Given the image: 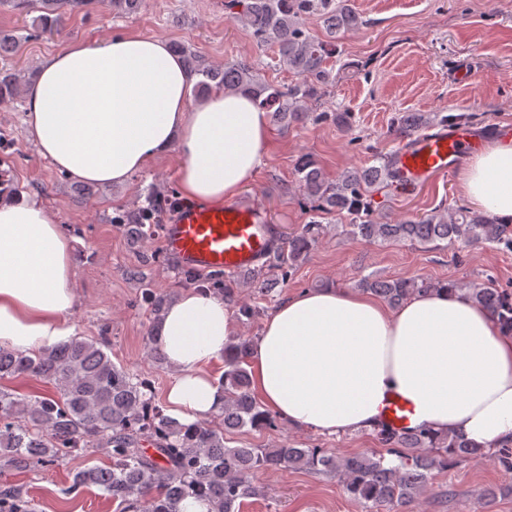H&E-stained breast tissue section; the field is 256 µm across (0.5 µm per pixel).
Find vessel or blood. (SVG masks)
<instances>
[{"instance_id": "obj_1", "label": "vessel or blood", "mask_w": 512, "mask_h": 512, "mask_svg": "<svg viewBox=\"0 0 512 512\" xmlns=\"http://www.w3.org/2000/svg\"><path fill=\"white\" fill-rule=\"evenodd\" d=\"M483 142L474 128L461 123L405 138L394 153L393 170L402 193L410 195L441 176L452 174ZM166 253L179 269L196 273H240L262 267L276 245L262 229L257 201L220 205L181 202L161 229ZM409 407L391 398L384 422L389 429L408 428Z\"/></svg>"}]
</instances>
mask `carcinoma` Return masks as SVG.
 I'll list each match as a JSON object with an SVG mask.
<instances>
[{
  "label": "carcinoma",
  "mask_w": 512,
  "mask_h": 512,
  "mask_svg": "<svg viewBox=\"0 0 512 512\" xmlns=\"http://www.w3.org/2000/svg\"><path fill=\"white\" fill-rule=\"evenodd\" d=\"M243 4L238 20L251 31L256 43L268 47L276 65L298 77L287 85L261 78L250 64L226 62L222 67L203 66L178 43L173 51L183 56L194 79L196 96L217 90L244 92L271 120L286 129L308 119L313 102L333 81L329 59L336 56L333 40L314 35L307 19L322 20L331 34L363 25L349 0H231ZM92 0H41L43 32L52 34L63 15L78 13ZM144 0H111L112 12L134 14ZM19 74L0 69V103L19 95ZM470 116L435 112H398L391 127L400 138L423 128L452 122H468ZM392 158L378 165L347 170L329 182L315 161L302 155L295 173L303 205L316 214H345L347 234L381 246L400 242L453 245H503L512 248V223L472 212L460 206L455 216L437 209L411 216L395 224L372 217V192L394 178ZM119 227L142 242L153 235L155 225L134 222L120 214ZM323 234V225L313 220L288 236L268 264L250 273L245 286L258 296L271 292V285L286 281ZM182 283L224 294V301L237 307L243 322L259 310L237 298V283L212 274L203 279L184 272ZM440 283L424 278L382 279L364 276L357 287L397 306L409 297L436 289ZM469 301L490 311L499 325L512 332V293L502 288L469 285L460 289ZM171 295L146 288L142 301L150 319L151 358L166 364L152 331ZM250 339L237 336L227 346L224 374V408L217 422L197 420L184 424L169 417L155 403L154 387L147 377L112 362L103 350L105 340L74 337L69 342L32 353L0 348V379L35 375L56 385L60 397H19L0 389V457L8 467L38 472L54 466L78 448H100L112 464L76 472L72 488L95 486L117 505L118 512H181L188 496L209 503L210 512H242L244 501L264 495L256 474L267 469H301L312 474L335 475L344 493L363 512H409L424 493L429 474L446 471L467 457L487 458L505 471H512V444L494 450L482 448L459 436L437 437L426 429L393 432L377 429L386 454L360 452L338 456L327 448H240L225 444L224 434L250 428L273 429L276 417L263 408L251 390L248 370ZM153 445V453L142 448ZM0 512H35L33 499L22 487L0 481Z\"/></svg>",
  "instance_id": "carcinoma-1"
}]
</instances>
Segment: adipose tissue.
<instances>
[{
	"label": "adipose tissue",
	"mask_w": 512,
	"mask_h": 512,
	"mask_svg": "<svg viewBox=\"0 0 512 512\" xmlns=\"http://www.w3.org/2000/svg\"><path fill=\"white\" fill-rule=\"evenodd\" d=\"M192 80L162 40L125 34L71 42L26 91L38 154L79 181L118 185L179 150L181 192L220 204L250 184L271 140L267 112L237 92L189 104ZM469 204L512 219V142H494L458 175ZM74 240L32 196L0 197V348L68 342L77 298ZM238 333L232 310L191 288L166 305L156 339L178 375L168 413L190 424L221 411L211 371ZM263 407L294 429L332 436L376 428L387 398L411 424L487 448L512 442V335L460 292L433 290L397 307L332 286L286 297L251 343Z\"/></svg>",
	"instance_id": "obj_1"
}]
</instances>
